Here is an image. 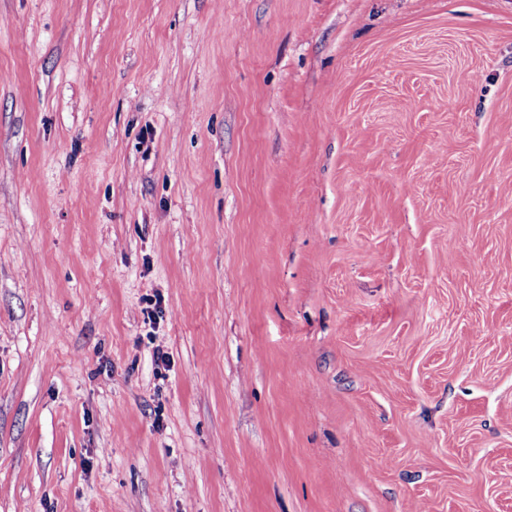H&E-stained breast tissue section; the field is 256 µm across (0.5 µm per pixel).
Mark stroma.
<instances>
[{
  "mask_svg": "<svg viewBox=\"0 0 512 512\" xmlns=\"http://www.w3.org/2000/svg\"><path fill=\"white\" fill-rule=\"evenodd\" d=\"M1 72L0 512H512V0H0Z\"/></svg>",
  "mask_w": 512,
  "mask_h": 512,
  "instance_id": "35a3bbf8",
  "label": "stroma"
}]
</instances>
